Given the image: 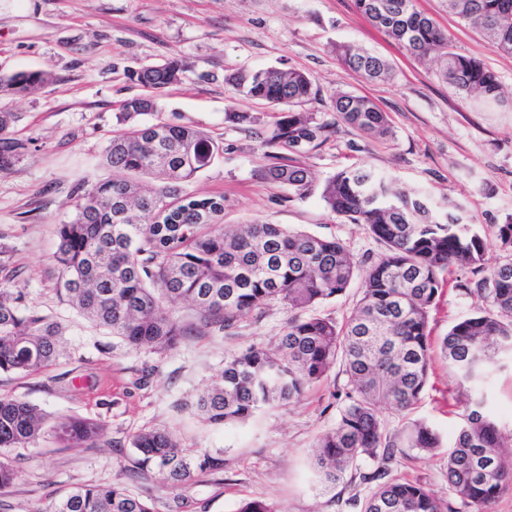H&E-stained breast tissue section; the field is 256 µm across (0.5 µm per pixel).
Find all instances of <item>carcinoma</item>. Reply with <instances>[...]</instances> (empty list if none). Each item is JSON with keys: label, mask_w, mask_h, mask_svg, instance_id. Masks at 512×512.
Here are the masks:
<instances>
[{"label": "carcinoma", "mask_w": 512, "mask_h": 512, "mask_svg": "<svg viewBox=\"0 0 512 512\" xmlns=\"http://www.w3.org/2000/svg\"><path fill=\"white\" fill-rule=\"evenodd\" d=\"M446 2L448 12L480 28L493 49L512 55V0ZM355 6L414 58H439L440 76L453 90L485 104L502 102L497 76L479 60L453 51L448 34L417 10L415 0H355ZM336 56L369 80L390 75L383 58L351 45L336 46ZM187 71L188 64L177 58L127 70L144 93L120 104L126 128L112 136L104 153L112 178L80 184L72 218L56 225L57 299L129 348L159 355L193 332L230 335L240 320L262 317L271 303L288 307L291 315L276 346L226 355L220 379L199 396L197 408L212 424L244 423L265 408L299 401L339 360L349 389L336 423L314 444L320 483L336 484L367 456L378 466L361 478L376 487L361 512H448L423 484L391 477L404 449L430 454L441 447L440 435L421 420L389 432L378 410L387 405L403 415L420 402L433 349L429 312L446 275L455 268L483 270L491 236L512 247V214L489 235L468 223L457 203L436 207L427 196L407 194L370 169L348 166L325 181L320 197L330 212L365 225L386 244L387 252L376 259L358 265L338 239L280 224L227 225L221 202L184 193L185 184L219 153L218 142L191 125L138 121L162 111L161 93L182 82ZM53 81L44 69L1 73L0 93L23 95ZM224 83L232 93L270 107L297 106L316 95L306 73L273 66L232 70ZM333 108L338 120L366 136L391 133L386 113L367 96L339 92ZM13 122L14 113L0 110V170L25 149L11 137ZM335 125L313 112L277 118L262 140L263 177L307 198L314 185L301 157L321 146ZM146 178L157 184L145 187ZM12 253L0 232V372L34 373L62 354L64 327L27 304L16 285ZM356 278L360 298L343 325L310 313ZM458 287L477 294L484 306L448 330L440 354L457 385L477 392L488 365L512 350V263L487 270L473 289L468 282ZM483 403L481 397L472 400L462 414L446 459L448 486L466 512H490L512 489V456H505L504 433L483 413ZM104 432L101 422L51 419L26 400L0 395V493L15 479L5 459L10 449L46 435L67 447H99L107 444ZM129 445L137 474L151 475L171 490L196 473L224 468L221 453L192 451L165 428L140 431ZM46 512L153 510L122 486L90 484L74 488ZM238 512L279 510L254 497Z\"/></svg>", "instance_id": "1"}]
</instances>
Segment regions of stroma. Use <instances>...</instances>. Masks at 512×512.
Instances as JSON below:
<instances>
[{"instance_id":"stroma-1","label":"stroma","mask_w":512,"mask_h":512,"mask_svg":"<svg viewBox=\"0 0 512 512\" xmlns=\"http://www.w3.org/2000/svg\"><path fill=\"white\" fill-rule=\"evenodd\" d=\"M418 10L447 32L453 48L493 71L511 103L482 107L453 91L438 74L436 60L419 61L373 28L354 0H0V72L43 68L53 84L12 99L13 137L26 145L21 159L0 170V231L14 248L12 265L30 306L53 314L65 327L60 358L31 374H0V393L22 398L51 416L104 423L111 444L66 448L51 438L10 451L13 485L0 494V512H42L77 484H116L150 495L156 512H236L259 496L278 512H360L371 494L361 474L374 469L357 462L358 478L323 491L312 464L318 436L339 413L333 392L347 377L335 365L327 379L299 402L260 411L244 424L217 426L196 411L197 396L224 366V356L249 346L273 347L288 319L273 304L261 319L246 317L234 335L194 334L160 357L128 348L120 339L58 302L52 291L57 224L73 214V187L111 177L104 150L122 101L140 94L126 68L170 58L187 61L182 84L166 91L160 120L189 124L223 146L187 184L188 193L224 199V221L253 219L339 239L354 261L386 251L365 226L331 214L315 191L303 200L261 175L259 138L271 112L256 101L232 96L225 70L276 66L305 72L318 91L303 109L333 120V97L346 91L370 97L389 116L390 137H366L344 123L304 159L316 184L339 169L369 168L435 204H461L471 223L490 227L512 214V56L494 51L478 30L448 14L442 0H415ZM339 44L358 46L391 65L387 82H370L336 58ZM257 116L254 124L225 119L228 108ZM457 269L432 309V338L444 336L481 305L458 289L473 280ZM487 409L498 420L512 451V360L488 367ZM441 357L421 401L409 417L380 411L387 430L406 419L428 422L448 437L467 405ZM165 427L186 447L224 451V469L198 473L179 490L135 474L129 438ZM447 448L427 455L415 449L400 457L392 475L423 483L436 497L459 508L445 476Z\"/></svg>"}]
</instances>
